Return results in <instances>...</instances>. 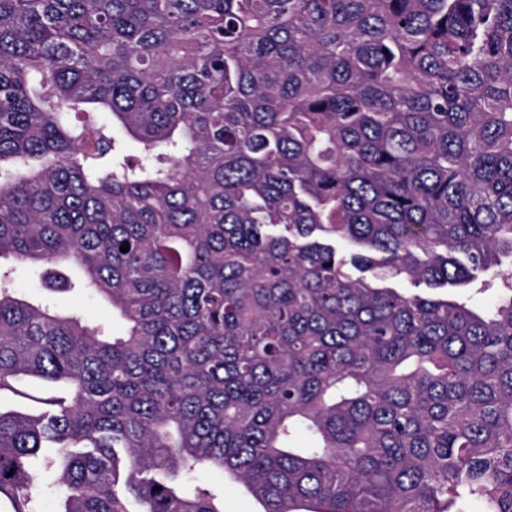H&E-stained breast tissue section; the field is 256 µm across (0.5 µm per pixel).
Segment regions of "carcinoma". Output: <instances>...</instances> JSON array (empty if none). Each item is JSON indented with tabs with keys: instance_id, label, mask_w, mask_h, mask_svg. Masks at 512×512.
<instances>
[{
	"instance_id": "obj_1",
	"label": "carcinoma",
	"mask_w": 512,
	"mask_h": 512,
	"mask_svg": "<svg viewBox=\"0 0 512 512\" xmlns=\"http://www.w3.org/2000/svg\"><path fill=\"white\" fill-rule=\"evenodd\" d=\"M4 256L8 512H512V0H0ZM14 288L17 292L40 302H49L54 310L81 314L83 321L91 327L112 328L114 334H119L123 323L115 314L112 307L98 299L81 293H49L44 289L42 272L44 267L38 264H13ZM391 286L396 288L402 294L412 296L420 295L434 299H447L448 296L456 300L465 301L469 296L473 295V289H451V288H430L425 284L415 286L408 280H398L392 282ZM30 472L33 475V491L38 499L40 512H55L56 510V497L54 488L48 489L45 479V473L41 467V461L35 460L31 467ZM216 485L224 486V512H262L263 508L244 487L230 478L217 472L201 475Z\"/></svg>"
}]
</instances>
